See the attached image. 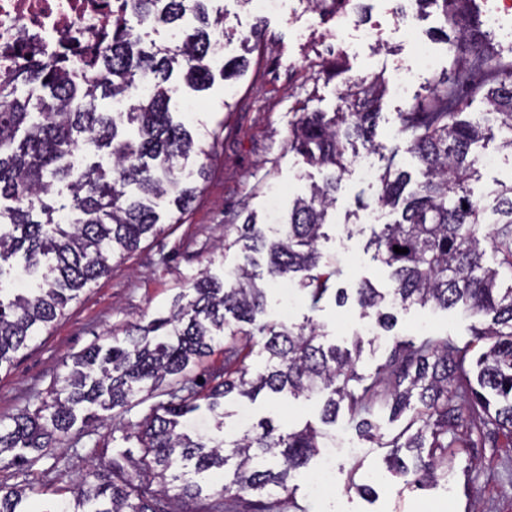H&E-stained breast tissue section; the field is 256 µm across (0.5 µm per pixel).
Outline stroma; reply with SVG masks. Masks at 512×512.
Segmentation results:
<instances>
[{"label":"stroma","mask_w":512,"mask_h":512,"mask_svg":"<svg viewBox=\"0 0 512 512\" xmlns=\"http://www.w3.org/2000/svg\"><path fill=\"white\" fill-rule=\"evenodd\" d=\"M353 2L364 23L381 28L378 42L363 41L352 29L338 32L337 17L320 18L313 0H284L281 10L269 14L254 13L241 0H211V14L223 15L226 29L234 34L224 45L225 58L242 55V38L255 31L260 34L261 48L251 54V65L240 79L217 75L201 91L186 85L180 73L170 79L178 88L171 107L175 120L202 139L214 131L219 134L200 193L179 222H172L168 210H161L160 233L114 260L108 275L85 289L62 318L17 353L10 370L0 372V419L23 409L31 391L47 392L65 374L68 356L121 332L128 323L146 322L167 312L173 297L201 275L224 278L243 261L240 248H225V240L235 238V226L247 213L265 219L272 194H279L285 205L322 182L324 170L290 151L288 137L300 117L306 90L314 92L313 108L331 112L340 104L345 77L327 73L318 82H310L312 61H340L346 77L382 75L386 88L375 136L380 149L371 160L379 172L391 158L414 170L411 158L399 151V114L451 75L448 46L439 34L441 21L437 13L418 12L411 18L413 30L404 32L398 28L391 0ZM423 46L436 58L435 69L423 65L419 55ZM399 71L411 75L401 95L392 86ZM363 151L358 145L348 152L351 163L336 194L334 221L325 226L320 247L341 272L339 287L353 288L368 280L386 288L390 285L388 270L366 243L396 215L379 208L377 182L361 178L356 158ZM287 296L293 300L292 322L309 320L319 325L327 342L346 346L357 333L374 339L373 349L363 350L358 362L359 372L366 375L385 363L397 340L448 339L466 349L470 370L475 369L482 351V341L472 333L473 318L458 308L398 311L394 329L378 335L373 318L364 316L356 304L341 307L328 297L314 308L293 286L269 285L268 309H275ZM322 404L318 395H284L272 402L261 397L250 405L231 397L225 402V427L239 429L244 409L255 421L268 417L282 425L316 426ZM372 421L376 436L369 439L358 432L348 412H340L329 428L342 446L335 458L334 482L316 498L306 477L295 479L291 498L278 502L280 512H512V436L499 435L492 447L455 449L451 464L442 467L435 480L417 483L396 475L386 449L379 446L380 440L402 430L406 416L394 417L378 409ZM121 445V440L112 437L111 423L89 426L76 451L68 455L71 478H80L89 469L90 448Z\"/></svg>","instance_id":"1"}]
</instances>
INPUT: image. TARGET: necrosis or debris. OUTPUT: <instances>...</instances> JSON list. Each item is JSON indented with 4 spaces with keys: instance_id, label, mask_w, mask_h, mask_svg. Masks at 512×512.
Masks as SVG:
<instances>
[{
    "instance_id": "1",
    "label": "necrosis or debris",
    "mask_w": 512,
    "mask_h": 512,
    "mask_svg": "<svg viewBox=\"0 0 512 512\" xmlns=\"http://www.w3.org/2000/svg\"><path fill=\"white\" fill-rule=\"evenodd\" d=\"M113 0H0V79L53 59L85 76L112 33Z\"/></svg>"
}]
</instances>
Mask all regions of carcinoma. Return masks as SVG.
Instances as JSON below:
<instances>
[{
	"label": "carcinoma",
	"mask_w": 512,
	"mask_h": 512,
	"mask_svg": "<svg viewBox=\"0 0 512 512\" xmlns=\"http://www.w3.org/2000/svg\"><path fill=\"white\" fill-rule=\"evenodd\" d=\"M112 39L98 54L96 76L82 79L55 62L27 66L21 77L0 84V370L28 348L39 333L65 314L92 283L112 270V260L136 250L159 230L158 203L168 201L183 214L200 192L182 172L189 160H207L218 142L193 138L170 112L173 88L166 86L174 66L187 85L203 89L214 75L211 56L227 36L224 16L210 18L209 0H116ZM468 0H418L421 8L446 14ZM192 7L199 25L169 45H143L131 14L176 23ZM245 54L224 63L226 79L244 75L255 48L243 39ZM470 52L466 33L457 31L451 57ZM493 80L481 89L486 111L466 112L448 100V90L418 102L400 118L405 152L420 167L422 180L389 167L380 175L378 201L399 212L370 242L390 269L391 287L363 281L353 289L336 287L339 271L324 259L329 209L347 169V148L379 149L372 129L384 91L372 75L346 84L337 111H308L288 140V148L312 166L328 170L310 194L297 197L288 218L270 235L249 214L236 225L244 263L227 281L195 279L174 296L167 315L133 323L105 343H94L65 362L66 374L35 409L25 407L0 422V463L19 470L33 467L83 434L89 422L107 413H128L152 397L141 419L120 427L123 440L140 451L118 449L97 462L77 482L56 468L59 499L37 512H252L248 495L289 492V479L306 468L322 447L323 430L310 424L284 430L261 420L240 434L224 432V400L235 395L286 393L298 398L324 395L320 422H336L339 412H370L378 400L391 415L410 413L407 429L383 447L399 476L437 477L448 465V449L467 442L456 437L475 427L488 435L512 434V181L493 190L497 219L483 232L486 207L471 182L479 179L475 150L500 137L499 149L512 154V62L483 57ZM150 92H137L142 83ZM33 84L48 94L32 101L18 96V84ZM127 99L114 116L98 111L96 100ZM108 150L112 165H88L73 176L68 157L79 142ZM64 183L77 213L66 223L49 198ZM408 249L406 254L393 247ZM294 281L318 305L328 293L344 305L355 302L385 331L397 323L392 309L413 305L460 308L481 321L477 335L487 342L477 360L476 382L466 367V352L446 339L395 342L388 367L369 383L357 372L364 339L351 347L323 342L311 323L259 321L265 313V285ZM224 338V362L202 384L192 366ZM266 358L263 369L245 365L248 354ZM204 409L214 422L199 432L187 416ZM408 452L413 467L401 454ZM136 467L127 471L125 463ZM47 491L30 483L0 486V512H29L24 503Z\"/></svg>",
	"instance_id": "carcinoma-1"
}]
</instances>
